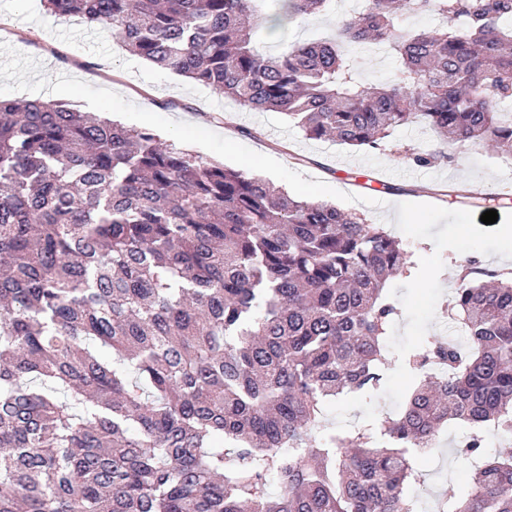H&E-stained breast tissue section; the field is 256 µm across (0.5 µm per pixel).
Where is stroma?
Returning a JSON list of instances; mask_svg holds the SVG:
<instances>
[{"label": "stroma", "instance_id": "stroma-1", "mask_svg": "<svg viewBox=\"0 0 512 512\" xmlns=\"http://www.w3.org/2000/svg\"><path fill=\"white\" fill-rule=\"evenodd\" d=\"M365 0H335L330 12L290 24L279 40L261 38L259 49L274 53L296 40L334 33L346 15L361 11ZM365 82L387 84L399 63L386 48H356ZM46 99L79 112L110 116L125 126L152 130L163 143L227 167L259 160L253 175L283 186L289 195L331 201L370 224H382L397 237L414 262L410 276L394 279L389 299L400 314L385 339L386 384L366 399L345 394L331 402V428L379 423L401 411L416 379L404 363L426 339L442 336L453 300L450 271L475 259L501 270V230L512 228V211L499 212L493 224L480 217L484 205L452 197L454 189L483 185L486 191L512 185V161L490 144L443 145L445 158L428 167L415 165L410 152L440 143L425 122L396 129L392 147L355 149L312 140L285 115L253 112L210 87L159 70L131 55L102 26L81 17L58 18L43 0H0V100ZM233 130L226 144L225 130ZM465 425L451 422L437 434V447L419 465L432 503L465 488L469 469L460 468L457 441Z\"/></svg>", "mask_w": 512, "mask_h": 512}]
</instances>
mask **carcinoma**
<instances>
[{
  "instance_id": "1",
  "label": "carcinoma",
  "mask_w": 512,
  "mask_h": 512,
  "mask_svg": "<svg viewBox=\"0 0 512 512\" xmlns=\"http://www.w3.org/2000/svg\"><path fill=\"white\" fill-rule=\"evenodd\" d=\"M156 66L383 150L423 120L512 158V0H368L330 41L262 53L267 23L334 0H46ZM433 12L437 31L402 17ZM401 65L359 78L350 45ZM411 255L380 224L296 199L148 129L0 101V512H413L414 453L458 420L481 456L443 512H512V275L469 267L394 419L326 429L327 403L385 383L390 281ZM278 484L276 492L270 481Z\"/></svg>"
}]
</instances>
